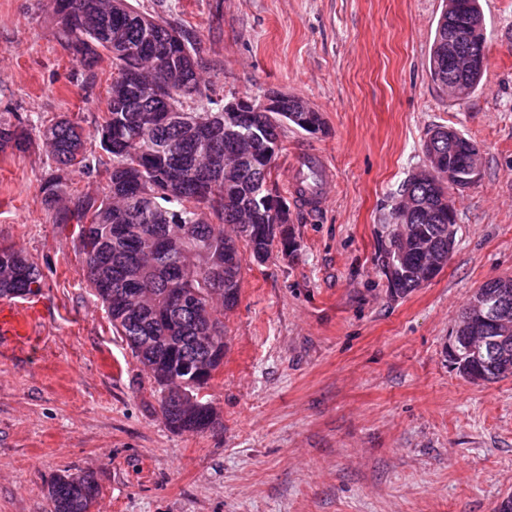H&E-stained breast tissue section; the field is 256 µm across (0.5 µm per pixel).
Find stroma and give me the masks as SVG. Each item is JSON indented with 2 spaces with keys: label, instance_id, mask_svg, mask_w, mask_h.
<instances>
[{
  "label": "stroma",
  "instance_id": "1",
  "mask_svg": "<svg viewBox=\"0 0 512 512\" xmlns=\"http://www.w3.org/2000/svg\"><path fill=\"white\" fill-rule=\"evenodd\" d=\"M196 37L217 101L298 96L317 134L281 133L336 175L324 210L289 201L298 250L245 261L224 314V365L204 391L220 423L174 433L87 285L77 228L42 200L40 137L0 153V244L42 274L39 313L0 339V512H51L56 474L93 472L94 512H496L512 493V377L475 384L446 346L471 296L512 277V0H479L487 63L456 98L429 75L445 0H129ZM95 82L59 42L50 0H0V114L80 121L87 152L115 72ZM450 126L480 148L455 195L457 245L433 280L392 298L377 264L402 183Z\"/></svg>",
  "mask_w": 512,
  "mask_h": 512
}]
</instances>
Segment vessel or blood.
Instances as JSON below:
<instances>
[{
  "label": "vessel or blood",
  "instance_id": "b4317fda",
  "mask_svg": "<svg viewBox=\"0 0 512 512\" xmlns=\"http://www.w3.org/2000/svg\"><path fill=\"white\" fill-rule=\"evenodd\" d=\"M335 173L324 155L309 152L298 158L289 169V186L300 205L310 211H319L327 205ZM29 308L0 306V334L16 339L29 333Z\"/></svg>",
  "mask_w": 512,
  "mask_h": 512
}]
</instances>
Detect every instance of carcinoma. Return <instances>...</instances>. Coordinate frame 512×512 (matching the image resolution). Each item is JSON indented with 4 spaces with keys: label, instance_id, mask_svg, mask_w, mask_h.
I'll return each mask as SVG.
<instances>
[{
    "label": "carcinoma",
    "instance_id": "1",
    "mask_svg": "<svg viewBox=\"0 0 512 512\" xmlns=\"http://www.w3.org/2000/svg\"><path fill=\"white\" fill-rule=\"evenodd\" d=\"M57 38L81 66L85 80L96 79L102 52L119 71L153 64L151 83L113 81L97 126L108 161L92 160L83 131L70 119L50 126L44 139L52 161L41 190L57 223L79 227V251L86 279L121 336L153 380L160 412L170 430L204 433L219 424L203 400L224 365V322L239 300L245 242L263 263L279 249L296 251L290 218L275 223L273 204L281 197L272 169L283 123L297 124L300 100L289 96L280 112H241L238 134L224 133V113L207 133L184 131L194 110L216 104L198 74L197 47L190 34L134 10L128 0H53ZM481 13L479 0H449L429 51L433 82L448 84L451 63L438 61L455 22ZM36 126L0 116V152L24 151ZM423 151L445 170L464 167L465 152L448 137H431ZM104 174L101 195L72 196L61 172L70 168ZM442 187L409 178L378 261L393 298H401L436 277L448 261V210L439 205ZM41 288L34 264L11 246L0 245V297L24 298ZM487 299L507 317V333L487 332L492 351L474 352L464 328L456 331L448 358L461 377L489 383L512 375V278L486 282L473 295ZM48 495L53 512H92L99 486L92 474H59Z\"/></svg>",
    "mask_w": 512,
    "mask_h": 512
}]
</instances>
